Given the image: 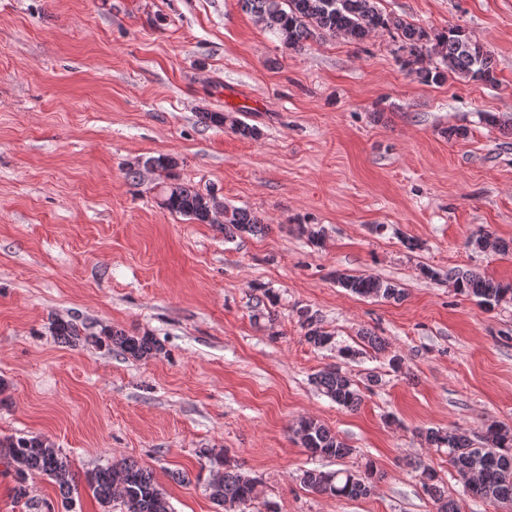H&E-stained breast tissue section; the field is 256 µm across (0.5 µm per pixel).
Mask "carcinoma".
I'll return each instance as SVG.
<instances>
[{
  "label": "carcinoma",
  "mask_w": 512,
  "mask_h": 512,
  "mask_svg": "<svg viewBox=\"0 0 512 512\" xmlns=\"http://www.w3.org/2000/svg\"><path fill=\"white\" fill-rule=\"evenodd\" d=\"M242 3L287 50L297 49L310 39L336 36L360 44L372 33L382 30L398 43V50L407 54L404 65L409 67V73L424 84H440L450 75L471 81L496 82L490 52L464 29L452 26L442 31H429L415 23L394 20L377 6V0H242ZM426 58L436 59L435 64L424 65ZM203 119L244 138L256 139L260 135L258 128L243 122L234 112H205ZM143 166L166 172L165 180L157 184L161 208L196 224H213L216 207L220 205L224 207V221L217 225L218 230L252 234L264 231V226L248 209L229 207L215 192H204L176 178L173 175L178 166L176 157H151ZM336 281L361 297L401 299V291L395 285L378 278L338 274ZM455 287L460 294L478 298L489 308L512 293L509 285L471 273L455 274ZM301 318L304 337L310 345L324 348L332 343L333 336L322 330L316 316L304 313ZM51 326L54 335L71 346L82 344L101 349L113 345L137 360L150 358L160 351L157 341L148 334L129 336L106 327L96 333L74 320L60 318L53 319ZM313 383L322 395L341 407L353 409L362 401L359 388L337 366L315 374ZM293 433L301 446L314 456L343 459L352 454L344 441L313 418L299 420ZM417 436L430 447L445 449L448 464L460 477L467 496L483 502H499L504 498L512 501L511 428L489 426L479 448L473 447L467 436L448 429H420ZM206 455L210 464L217 468L215 478L208 484L212 501L219 506L237 502L251 504L258 481L242 473L223 452L209 450ZM2 462L15 472L16 496L26 495L28 473L40 472L54 480L63 505L70 503L75 480L71 460L45 437L0 439ZM380 478L377 468L368 461L359 473L345 469L305 470L300 482L314 493L353 500L370 497ZM420 478L425 494L437 505V512H460L459 505L448 496V489L439 481L434 469L422 468ZM85 480L103 512H112L114 501L120 502L123 512H174L153 471L133 459L88 470Z\"/></svg>",
  "instance_id": "carcinoma-1"
}]
</instances>
